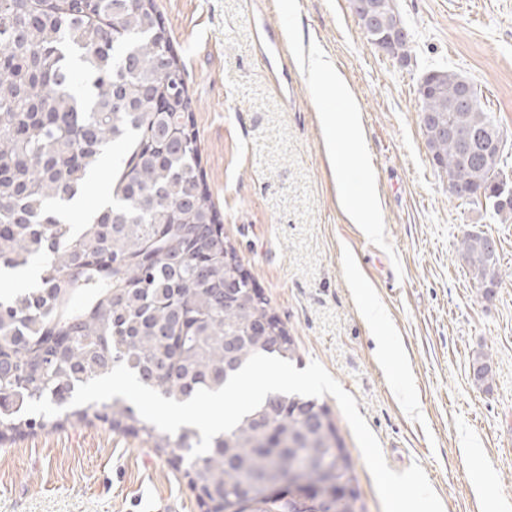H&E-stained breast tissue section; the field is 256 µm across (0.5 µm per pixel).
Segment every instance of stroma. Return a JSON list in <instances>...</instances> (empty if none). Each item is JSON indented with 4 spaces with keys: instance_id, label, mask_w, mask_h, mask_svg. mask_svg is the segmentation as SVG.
Here are the masks:
<instances>
[{
    "instance_id": "35a3bbf8",
    "label": "stroma",
    "mask_w": 512,
    "mask_h": 512,
    "mask_svg": "<svg viewBox=\"0 0 512 512\" xmlns=\"http://www.w3.org/2000/svg\"><path fill=\"white\" fill-rule=\"evenodd\" d=\"M154 0L180 56L204 178L242 267L296 345L357 401L391 469L420 464L444 512H512V218L451 195L428 153L419 85L432 70L468 78L504 139L512 185V0H396L408 56L367 39L350 0ZM267 28L288 55V85L265 66ZM334 60L352 88L380 207L377 234L347 221L322 146L310 75ZM467 231L500 252L492 296L459 259ZM357 265L380 311L361 312ZM490 390L473 386L474 352ZM401 359L384 369L379 355ZM364 512H382L373 477L336 400ZM0 512H204L171 452L91 420L0 443Z\"/></svg>"
}]
</instances>
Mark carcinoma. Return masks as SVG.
Returning a JSON list of instances; mask_svg holds the SVG:
<instances>
[{"label":"carcinoma","mask_w":512,"mask_h":512,"mask_svg":"<svg viewBox=\"0 0 512 512\" xmlns=\"http://www.w3.org/2000/svg\"><path fill=\"white\" fill-rule=\"evenodd\" d=\"M112 2L99 0L93 20L83 0L41 15L30 0H0V275L18 277L34 262L39 267L32 287L0 295V439L93 417L187 456L201 440L198 429L182 426L172 442L120 397L68 408L62 418L24 413L28 401L43 396L65 406L60 390L72 395L121 362L143 384L182 402L200 388L223 386L253 353L279 355L247 335L248 319L270 316L264 298L243 312L224 307L215 294L228 270L226 238L187 128L193 100L184 67L155 36L161 21L154 0L118 9ZM371 2L377 19L366 34L374 45L393 24H405L394 0ZM433 74L434 88L419 91L420 121L434 116L471 136L499 131L480 95L472 105L459 101L460 74ZM434 130L423 125L427 148L440 173L464 180L469 193L460 198H483L496 213L511 212L512 201L496 194L503 155L488 166L464 140L437 138ZM124 145L112 166L111 200L72 223L74 199L109 149ZM185 224L211 225L210 261L174 260L184 251ZM488 241L471 231L457 247L483 286L489 271L499 272ZM472 373L479 386L490 387L484 353L473 356ZM268 405L190 461L193 485L239 499L247 485L288 471L290 462L319 483L313 454L326 457L338 478L354 480L343 450L325 447L340 441L334 423L324 436L323 426L302 413ZM268 430L299 438L302 447L265 448Z\"/></svg>","instance_id":"carcinoma-1"}]
</instances>
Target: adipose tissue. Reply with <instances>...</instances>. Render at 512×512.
<instances>
[{
  "instance_id": "1",
  "label": "adipose tissue",
  "mask_w": 512,
  "mask_h": 512,
  "mask_svg": "<svg viewBox=\"0 0 512 512\" xmlns=\"http://www.w3.org/2000/svg\"><path fill=\"white\" fill-rule=\"evenodd\" d=\"M311 75L312 91L316 101H338L335 111L320 115L323 127V147L336 181L340 205L347 218L354 224H371L374 211L367 198L360 195L349 171L340 160L345 145L359 146L361 132L353 92L340 71L330 61L320 57L307 60Z\"/></svg>"
}]
</instances>
